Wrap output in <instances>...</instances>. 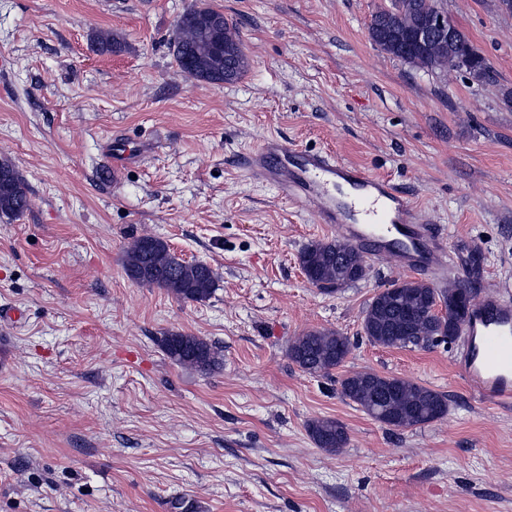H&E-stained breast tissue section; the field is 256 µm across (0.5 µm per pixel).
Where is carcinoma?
<instances>
[{"label": "carcinoma", "mask_w": 512, "mask_h": 512, "mask_svg": "<svg viewBox=\"0 0 512 512\" xmlns=\"http://www.w3.org/2000/svg\"><path fill=\"white\" fill-rule=\"evenodd\" d=\"M436 0H388V4L372 13L368 29L394 28L409 31L421 14ZM181 32L173 48L177 65L187 77L204 82H233L245 72L248 61L241 56L239 67L224 73V38L240 42L236 28L224 20V14L207 7H193L181 16ZM383 51L415 67L440 68L437 58L464 56L485 81L493 80L490 63L464 37L445 47L432 43L419 49L413 45L395 49L385 40L376 42ZM28 208L27 188L15 165L0 158V216L14 219ZM307 281L327 293L334 292L367 275L362 253L341 239L316 240L305 245L298 256ZM124 268L137 284L162 288L186 302H204L215 291L216 278L210 266L189 262L176 256L169 245L155 237H140L128 247ZM473 297L466 285L453 283L446 288H433L419 280H403L374 295L363 311L362 330L367 340L386 348H428L438 337L457 336L469 309H457L456 299ZM445 314H431L437 302ZM167 357L176 365L201 374H210L222 362L220 351L207 340L181 332L161 338ZM352 349L350 338L331 330H311L297 337L288 347V357L310 374H328L339 367ZM341 394L376 421L395 430L431 423L448 413V399L411 379L385 376L372 371H359L339 380ZM315 445L328 453H339L348 444L343 423L326 418L308 424Z\"/></svg>", "instance_id": "cac0c4a2"}]
</instances>
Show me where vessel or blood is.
Wrapping results in <instances>:
<instances>
[{
    "label": "vessel or blood",
    "mask_w": 512,
    "mask_h": 512,
    "mask_svg": "<svg viewBox=\"0 0 512 512\" xmlns=\"http://www.w3.org/2000/svg\"><path fill=\"white\" fill-rule=\"evenodd\" d=\"M247 171L273 183L284 200L317 207L336 235L370 257L442 274L447 256L436 235L421 224L414 205L389 180L322 152L294 151L265 139L248 158ZM462 333L455 365L473 394L498 405L512 403V288L480 296Z\"/></svg>",
    "instance_id": "obj_1"
}]
</instances>
